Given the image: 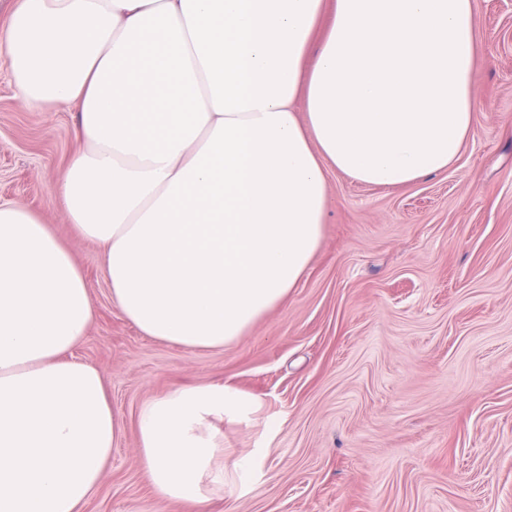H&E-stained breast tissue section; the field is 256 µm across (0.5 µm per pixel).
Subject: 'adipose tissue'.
<instances>
[{"mask_svg": "<svg viewBox=\"0 0 512 512\" xmlns=\"http://www.w3.org/2000/svg\"><path fill=\"white\" fill-rule=\"evenodd\" d=\"M14 95L76 107L56 200L99 246L111 302L143 335L220 350L280 304L317 252L327 170L402 187L473 132V0H9ZM98 310L40 213L0 203V512H82L121 431L72 352ZM256 403L175 388L137 417L142 473L205 512L211 419Z\"/></svg>", "mask_w": 512, "mask_h": 512, "instance_id": "obj_1", "label": "adipose tissue"}]
</instances>
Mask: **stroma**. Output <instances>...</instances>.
Wrapping results in <instances>:
<instances>
[{"label":"stroma","instance_id":"stroma-1","mask_svg":"<svg viewBox=\"0 0 512 512\" xmlns=\"http://www.w3.org/2000/svg\"><path fill=\"white\" fill-rule=\"evenodd\" d=\"M474 134L448 170L408 186L328 171L323 235L297 288L223 350L141 334L111 304L98 248L53 190L74 111L22 105L0 51V203L42 213L99 310L75 355L122 424L84 512H185L158 500L137 452L140 407L221 382L258 408L217 427L246 478L212 512H512V0H475Z\"/></svg>","mask_w":512,"mask_h":512}]
</instances>
